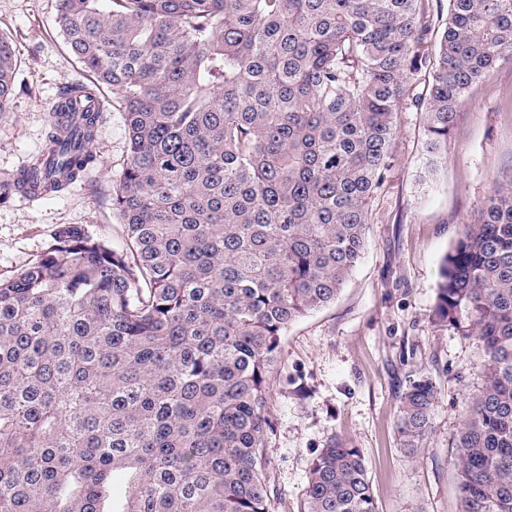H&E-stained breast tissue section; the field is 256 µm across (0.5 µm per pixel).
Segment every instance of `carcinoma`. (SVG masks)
Segmentation results:
<instances>
[{
    "instance_id": "cac0c4a2",
    "label": "carcinoma",
    "mask_w": 512,
    "mask_h": 512,
    "mask_svg": "<svg viewBox=\"0 0 512 512\" xmlns=\"http://www.w3.org/2000/svg\"><path fill=\"white\" fill-rule=\"evenodd\" d=\"M58 0L94 85L66 84L44 154L0 204L96 164V89L120 96L126 162L109 242L65 225L0 281V512H273L268 390L288 326L336 300L366 249L397 113L442 159L464 93L512 64V0ZM428 71L422 89L411 76ZM14 49L0 34V112ZM433 318L484 347L454 441L459 512H512V178L443 257ZM437 390L400 396L405 454ZM303 512H376L366 460L331 441Z\"/></svg>"
}]
</instances>
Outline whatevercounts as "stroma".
<instances>
[{
	"label": "stroma",
	"mask_w": 512,
	"mask_h": 512,
	"mask_svg": "<svg viewBox=\"0 0 512 512\" xmlns=\"http://www.w3.org/2000/svg\"><path fill=\"white\" fill-rule=\"evenodd\" d=\"M57 0H0V33L17 57L14 87L0 113V176L43 152L62 87L83 78L55 24ZM96 132L98 163L64 191L14 196L0 205V280L36 263L55 231L79 224L112 240V181L127 157L119 96ZM391 167L368 216V245L335 302L289 326L268 394L265 440L275 512H302L313 457L329 441L360 449L377 512H458L451 464L465 391L481 384L484 350L431 319L443 256L474 219L493 179L512 176V64L495 67L466 93L448 137L447 160L427 150L425 113L396 116ZM425 372L437 399L424 451L407 458L396 424L410 376Z\"/></svg>",
	"instance_id": "35a3bbf8"
}]
</instances>
